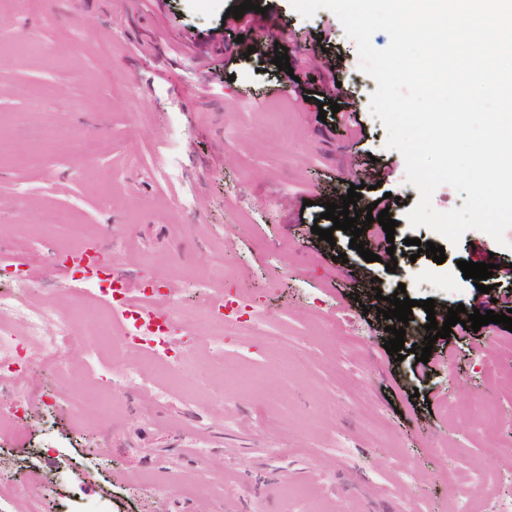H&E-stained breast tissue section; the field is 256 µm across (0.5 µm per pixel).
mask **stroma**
<instances>
[{
	"label": "stroma",
	"instance_id": "stroma-1",
	"mask_svg": "<svg viewBox=\"0 0 512 512\" xmlns=\"http://www.w3.org/2000/svg\"><path fill=\"white\" fill-rule=\"evenodd\" d=\"M241 2L43 0L34 14L24 0H6L0 8V114L7 116L0 140L39 123L59 158L43 168L0 165V226L8 228L0 234V265L22 269L30 300L75 308L68 290L86 273L72 258L84 247L26 263L27 227L53 206L100 225L88 247L115 252L131 282L162 279L186 308L229 292L257 303L266 320L238 327L221 359L187 353L190 370L176 392L166 391L165 374L137 350L108 354L93 375L81 348L70 349L59 370L30 347L42 366L35 379L42 396L29 406L30 423L0 429V473L20 489L0 497V512H28L34 499L43 512H63L67 502L96 512H289L292 490L301 491L304 512H450L467 492L468 470L487 468L495 491L512 474L498 452L512 434V332L458 324L436 341L428 363L411 352L427 322L421 301L434 299L440 317L483 301L457 263L490 258L508 268L512 228L502 247L479 230L452 246L412 227L407 214L419 193L406 181L404 157L387 148L381 121L362 111L366 138L350 150L388 173L382 187L392 194L398 253L392 272L365 261L322 216L324 203L350 187L336 165L351 132L334 114L320 116V70L295 81L273 64V52L236 56L238 43L252 45L249 31L225 32L223 53L207 73L175 52L185 38L207 39ZM262 2L289 58L325 48L356 102L372 95L377 84L360 70L357 46L334 13L306 19L290 0ZM31 40L39 49H27ZM131 125L144 146L138 164L122 150ZM167 144L178 166L173 181L160 182L147 168ZM101 166L113 173L106 199ZM21 188L27 197L17 208ZM183 196L189 208H178ZM315 225L332 229L333 241L312 234ZM414 238L443 247L445 262L416 256ZM229 241L228 256L222 246ZM373 279L383 296L402 287L416 302L404 360L386 352L390 335L376 304L357 300L358 282ZM491 331L496 344L475 357L474 345ZM450 348L456 360L446 370L438 359ZM134 369L155 386L122 385L109 417L78 414L75 394L95 398L98 377ZM452 375L462 389L458 404H498L504 423L496 435L444 418L439 405ZM440 462L456 472L455 484L437 476ZM401 467L414 472L413 483H399ZM202 479L213 485L212 497L189 496Z\"/></svg>",
	"mask_w": 512,
	"mask_h": 512
}]
</instances>
